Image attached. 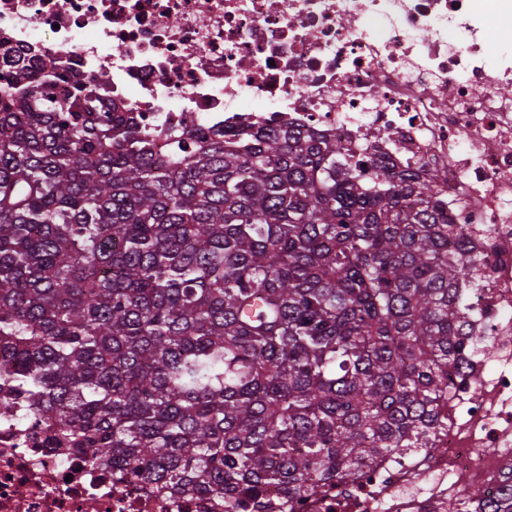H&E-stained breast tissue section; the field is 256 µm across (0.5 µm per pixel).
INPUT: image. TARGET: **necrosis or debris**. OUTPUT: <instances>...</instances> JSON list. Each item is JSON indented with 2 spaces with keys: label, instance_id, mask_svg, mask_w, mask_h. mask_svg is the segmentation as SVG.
Returning a JSON list of instances; mask_svg holds the SVG:
<instances>
[{
  "label": "necrosis or debris",
  "instance_id": "obj_1",
  "mask_svg": "<svg viewBox=\"0 0 512 512\" xmlns=\"http://www.w3.org/2000/svg\"><path fill=\"white\" fill-rule=\"evenodd\" d=\"M0 0V76L55 62L108 74L106 96L149 131L214 137L311 129L398 167L448 173L451 223L479 241L472 319L490 338L451 389L439 453H368L352 480L265 512H448L512 471V0ZM0 512H224L57 444L0 407Z\"/></svg>",
  "mask_w": 512,
  "mask_h": 512
}]
</instances>
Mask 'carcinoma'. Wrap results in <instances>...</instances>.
<instances>
[{
    "instance_id": "obj_1",
    "label": "carcinoma",
    "mask_w": 512,
    "mask_h": 512,
    "mask_svg": "<svg viewBox=\"0 0 512 512\" xmlns=\"http://www.w3.org/2000/svg\"><path fill=\"white\" fill-rule=\"evenodd\" d=\"M59 77L0 86V387L92 463L224 512L347 480L370 447L439 449L486 342L447 172L292 127L159 151L98 82L40 90ZM504 481L468 499L512 512Z\"/></svg>"
}]
</instances>
